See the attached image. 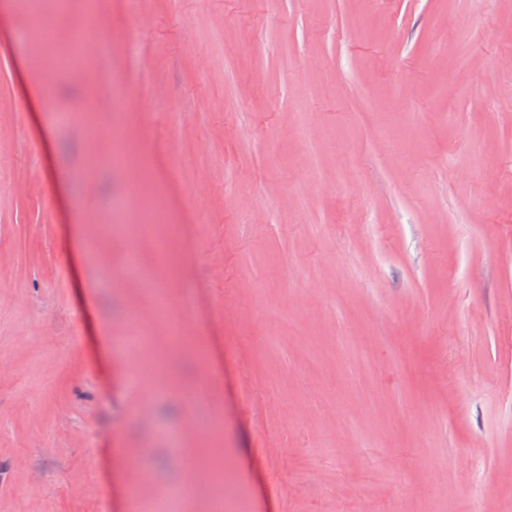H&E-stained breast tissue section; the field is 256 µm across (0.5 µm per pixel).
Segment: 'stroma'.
Masks as SVG:
<instances>
[{
	"instance_id": "obj_1",
	"label": "stroma",
	"mask_w": 512,
	"mask_h": 512,
	"mask_svg": "<svg viewBox=\"0 0 512 512\" xmlns=\"http://www.w3.org/2000/svg\"><path fill=\"white\" fill-rule=\"evenodd\" d=\"M7 17L0 512H512V0Z\"/></svg>"
}]
</instances>
